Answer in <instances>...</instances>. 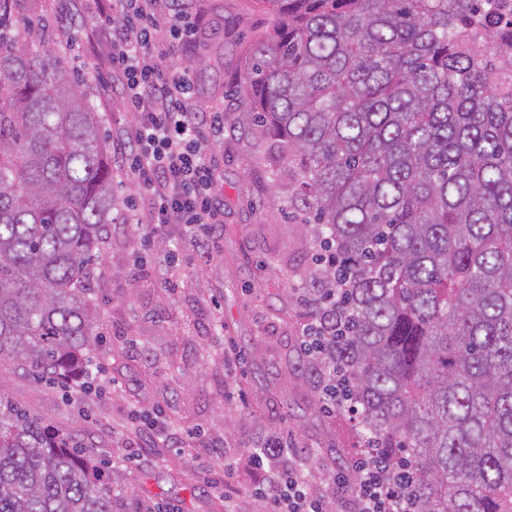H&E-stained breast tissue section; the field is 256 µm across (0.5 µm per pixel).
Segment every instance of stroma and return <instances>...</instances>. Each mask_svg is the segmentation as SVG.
<instances>
[{"label": "stroma", "instance_id": "stroma-1", "mask_svg": "<svg viewBox=\"0 0 512 512\" xmlns=\"http://www.w3.org/2000/svg\"><path fill=\"white\" fill-rule=\"evenodd\" d=\"M188 4L201 18L192 71L196 100L224 115V142L209 148L219 163L214 192L224 204L219 250L205 261L176 238L163 250L146 247V228L134 224L128 204L135 178L113 164L120 214L109 227L95 289L104 340L93 361L104 381H93L79 404L68 401L60 385L13 367L0 371V383L51 431L81 439L88 452L121 467L149 512H225L213 484L228 459L241 463L235 512H264L242 463L270 430L292 433L297 456L313 464L316 485L327 490L334 478L351 475L363 442L345 417L326 413L318 399L302 346L311 311L305 292L311 242L299 235L304 212L290 203L287 169H272L268 142L244 119L251 107L243 89L250 44L268 17L259 0ZM53 39L94 101L106 141H115L131 115L79 66L81 59L106 55L107 32L80 21ZM168 250L181 259L174 293L164 284ZM137 254L142 260L135 267ZM228 347L244 354L234 371L224 365ZM111 377L122 383L120 392L107 386ZM153 409L175 432L196 431L192 448L181 455L146 448L135 467H122L131 412ZM216 435L225 448L213 447Z\"/></svg>", "mask_w": 512, "mask_h": 512}]
</instances>
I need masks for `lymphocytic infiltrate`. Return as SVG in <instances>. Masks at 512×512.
Listing matches in <instances>:
<instances>
[{
    "instance_id": "f902f5d3",
    "label": "lymphocytic infiltrate",
    "mask_w": 512,
    "mask_h": 512,
    "mask_svg": "<svg viewBox=\"0 0 512 512\" xmlns=\"http://www.w3.org/2000/svg\"><path fill=\"white\" fill-rule=\"evenodd\" d=\"M91 15L110 38L108 53L92 70L108 75V91L123 99L132 121L123 128L117 150L137 177L138 195L146 203L151 241L179 238L199 258L210 257L218 238L215 227L223 211L213 197L214 160L207 145L224 140V117L193 106L194 83L187 69L172 65L174 56L195 47L198 19L168 0H67L59 19L71 24ZM335 290L313 302L304 329L303 348L320 376L317 392L328 412H335L339 392L331 350L336 345V315L330 306ZM128 430L126 458L138 462L143 448H185L186 436L170 430L158 411L140 412ZM288 436L272 432L251 451L247 467L258 476L253 490L267 512H326L327 495L317 492L312 472L293 461ZM357 481L341 477L348 512H417L413 497L390 479V464L376 448L362 449L353 463Z\"/></svg>"
}]
</instances>
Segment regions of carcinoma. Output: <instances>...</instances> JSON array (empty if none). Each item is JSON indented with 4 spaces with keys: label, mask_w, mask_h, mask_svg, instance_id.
I'll list each match as a JSON object with an SVG mask.
<instances>
[{
    "label": "carcinoma",
    "mask_w": 512,
    "mask_h": 512,
    "mask_svg": "<svg viewBox=\"0 0 512 512\" xmlns=\"http://www.w3.org/2000/svg\"><path fill=\"white\" fill-rule=\"evenodd\" d=\"M246 122L340 290L342 412L417 512H512V34L487 0H259ZM119 209L98 112L47 22L0 0V367L95 350ZM0 388V512H127L132 487Z\"/></svg>",
    "instance_id": "cac0c4a2"
}]
</instances>
